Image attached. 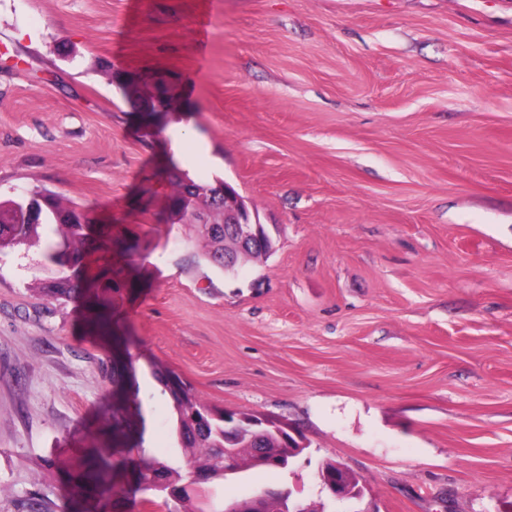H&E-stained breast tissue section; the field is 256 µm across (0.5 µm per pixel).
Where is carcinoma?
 <instances>
[{
    "label": "carcinoma",
    "instance_id": "obj_1",
    "mask_svg": "<svg viewBox=\"0 0 512 512\" xmlns=\"http://www.w3.org/2000/svg\"><path fill=\"white\" fill-rule=\"evenodd\" d=\"M140 111L151 115L169 111L170 99L166 88L158 84L146 95L137 97ZM33 204L28 217L14 216L16 200L0 201V253L22 246L40 247L44 262L57 267L55 277L34 280V287L53 300L67 301L90 291L97 305H112V237L98 241L91 236V224L87 214L70 206L53 193H34L24 197ZM171 223L186 220L188 213L196 211L205 215L206 223L190 224L188 229L204 241L207 260L224 267V259L237 264L245 258L259 259L268 255V245L261 247L243 245L237 236L224 230V183L217 185L198 183L185 175L175 176L166 197ZM98 254L99 271L91 282H86L81 269L90 254ZM172 398L180 430L176 431L178 447L193 451L194 469L204 477H220L214 460L222 447L237 449L238 466L252 467L251 448H273L283 456L291 448L283 443L276 425H259L252 431L261 434L254 443L248 433L224 439V417H233L221 409L213 408L191 395L175 376L161 378ZM157 458L142 454L131 463L137 479L148 481ZM112 454L93 447L84 464L71 475L74 490L103 495L112 483Z\"/></svg>",
    "mask_w": 512,
    "mask_h": 512
}]
</instances>
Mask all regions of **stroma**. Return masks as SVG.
Instances as JSON below:
<instances>
[{
    "label": "stroma",
    "instance_id": "35a3bbf8",
    "mask_svg": "<svg viewBox=\"0 0 512 512\" xmlns=\"http://www.w3.org/2000/svg\"><path fill=\"white\" fill-rule=\"evenodd\" d=\"M164 76L154 122L120 83ZM231 183L275 249L220 270L167 223L171 168ZM59 194L137 248L112 320L0 256V512H164L87 448L170 459L158 370L297 429L308 459L216 491L331 512H512V0H0V200ZM112 453L93 447L84 464L71 475L74 490L103 495L112 483Z\"/></svg>",
    "mask_w": 512,
    "mask_h": 512
}]
</instances>
